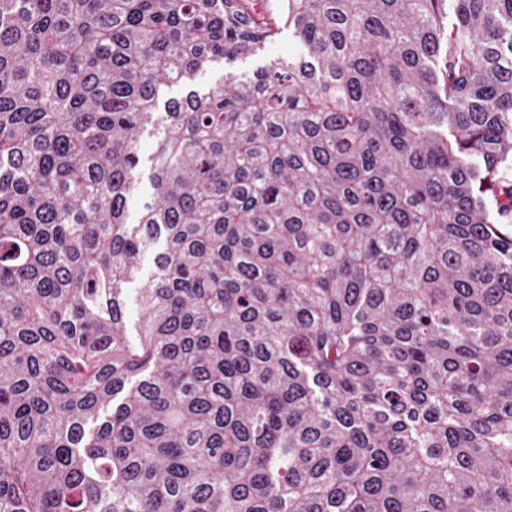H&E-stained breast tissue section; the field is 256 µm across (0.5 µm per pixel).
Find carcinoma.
Listing matches in <instances>:
<instances>
[{
  "label": "carcinoma",
  "mask_w": 512,
  "mask_h": 512,
  "mask_svg": "<svg viewBox=\"0 0 512 512\" xmlns=\"http://www.w3.org/2000/svg\"><path fill=\"white\" fill-rule=\"evenodd\" d=\"M255 2L0 0V512H512V0ZM300 51L297 42L288 28L284 30L277 43L271 45L268 49L264 50L259 55L240 59L235 64V70L239 73H246L252 75L257 70L267 66L271 61L281 55H288V53H298ZM157 134L154 133L151 128L142 133L140 142L142 155L144 159V165L141 169V181L138 184V188L131 195L129 208L127 212V222L129 224H136L139 220L143 205L150 201L152 198L153 190L149 181L150 174V162L148 161L151 158L155 142H156ZM150 269H151V262L148 259L144 263L143 273H142L140 279L129 286V288H133V289H131L130 293H129V299H128V304H127V309H126V324H127L128 335L134 340L137 338V335H138L140 316H141L140 308L137 305V301H136V292H137L136 288H141V285L143 284V282L146 281V279L148 277Z\"/></svg>",
  "instance_id": "obj_1"
}]
</instances>
